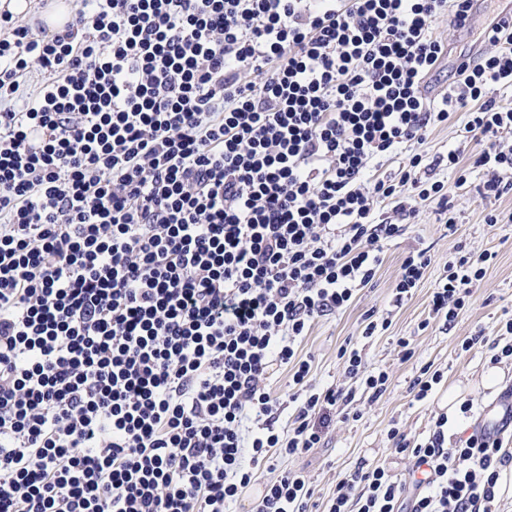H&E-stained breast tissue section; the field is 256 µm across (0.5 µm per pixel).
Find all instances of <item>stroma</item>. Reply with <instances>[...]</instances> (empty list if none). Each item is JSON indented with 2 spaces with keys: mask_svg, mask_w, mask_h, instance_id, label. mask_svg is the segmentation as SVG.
<instances>
[{
  "mask_svg": "<svg viewBox=\"0 0 512 512\" xmlns=\"http://www.w3.org/2000/svg\"><path fill=\"white\" fill-rule=\"evenodd\" d=\"M433 34L448 46V57L439 70L426 80V94L446 85L459 56L477 49L476 34L456 32L449 16L436 18ZM483 169L474 168L468 182L455 191L457 226L448 230L434 206H419L415 216L407 218L401 237L383 248V262L374 280L356 291L351 304L332 314L316 318L305 336L299 339V352L311 363L312 389L341 388L352 391L348 406L350 419L333 416L325 428L319 447L295 456H278L253 465V481L264 486L283 472H301L312 492L311 503L317 512L333 494L337 481L361 465H385L395 478H403L414 467L409 455L396 453L387 439L396 428L409 440L429 435L437 416L446 412L450 388H458L460 400L472 401L474 414L465 418L450 415L449 437L470 435L480 421L492 413L497 396L512 386V362L491 366L487 342L501 324L512 319V222L490 224L491 211L512 213V191L498 199H486L479 192ZM492 253L493 260L467 307L451 326L429 318V303L435 282L441 277L448 257L457 248ZM426 251L430 264L422 282L403 300H396L394 287L403 258L411 251ZM388 319L387 330L363 336L369 313ZM485 340L463 350L467 340L477 334ZM409 339L412 358H404L400 338ZM358 350L368 369L385 371L387 391L372 399L360 383L344 373L338 352L341 348ZM431 366L443 378L431 394L414 400L409 385L422 366ZM496 368L497 386L484 387L482 379L489 368Z\"/></svg>",
  "mask_w": 512,
  "mask_h": 512,
  "instance_id": "stroma-1",
  "label": "stroma"
}]
</instances>
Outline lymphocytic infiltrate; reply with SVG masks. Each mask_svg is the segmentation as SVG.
I'll use <instances>...</instances> for the list:
<instances>
[{"label": "lymphocytic infiltrate", "instance_id": "obj_1", "mask_svg": "<svg viewBox=\"0 0 512 512\" xmlns=\"http://www.w3.org/2000/svg\"><path fill=\"white\" fill-rule=\"evenodd\" d=\"M95 3L39 38L0 13V102L31 63L46 76L0 109V512H230L245 459L317 447L352 399L310 391L296 344L403 235L377 211L429 203L456 226L472 142L483 197L512 190V13L432 100V22L474 17L473 0ZM455 118L463 146L428 156L427 129ZM491 259L449 256L433 319L454 323ZM282 366L295 421L278 431ZM447 424L390 429L414 474L357 468L324 512H496L512 456L498 437L448 443ZM310 497L288 470L253 512Z\"/></svg>", "mask_w": 512, "mask_h": 512}]
</instances>
